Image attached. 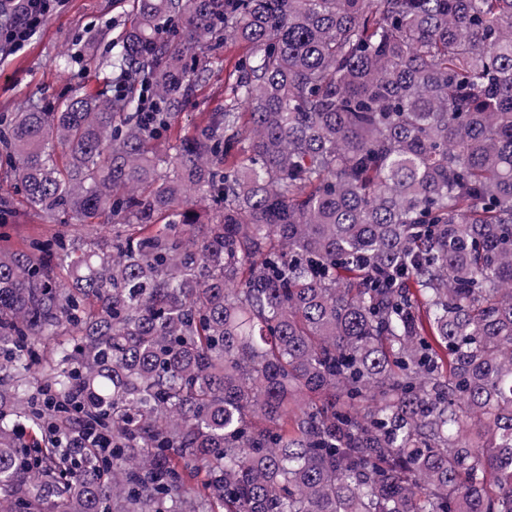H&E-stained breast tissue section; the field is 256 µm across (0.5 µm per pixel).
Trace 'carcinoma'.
I'll return each mask as SVG.
<instances>
[{"mask_svg": "<svg viewBox=\"0 0 512 512\" xmlns=\"http://www.w3.org/2000/svg\"><path fill=\"white\" fill-rule=\"evenodd\" d=\"M102 64L0 114L61 226L0 232V512H512V0H134ZM200 54L207 60L208 71L204 81L197 84L187 101L178 110V128L182 133H192L204 123L208 112H220L230 94L238 62L246 55V46L233 36H226L218 49H205ZM205 57V58H204Z\"/></svg>", "mask_w": 512, "mask_h": 512, "instance_id": "cac0c4a2", "label": "carcinoma"}]
</instances>
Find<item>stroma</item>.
Listing matches in <instances>:
<instances>
[{"label":"stroma","instance_id":"1","mask_svg":"<svg viewBox=\"0 0 512 512\" xmlns=\"http://www.w3.org/2000/svg\"><path fill=\"white\" fill-rule=\"evenodd\" d=\"M133 0H61L46 23L21 48L0 51V113L17 112L28 106L50 107L68 97L75 88L88 92L112 88L110 69L85 61L90 36L104 33L96 45L106 54L128 22ZM69 56V69L57 62ZM246 47L234 37L223 46L204 52L208 71L180 109L178 128L191 133L201 126L207 113L219 112L230 94L238 62Z\"/></svg>","mask_w":512,"mask_h":512}]
</instances>
